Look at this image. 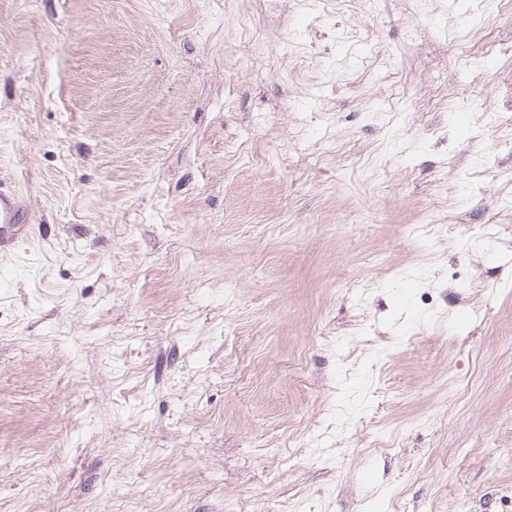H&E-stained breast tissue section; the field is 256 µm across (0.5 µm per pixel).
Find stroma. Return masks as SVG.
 <instances>
[{"label": "stroma", "instance_id": "obj_1", "mask_svg": "<svg viewBox=\"0 0 512 512\" xmlns=\"http://www.w3.org/2000/svg\"><path fill=\"white\" fill-rule=\"evenodd\" d=\"M0 512H512V0H0ZM27 227L18 195L0 183V251L12 247Z\"/></svg>", "mask_w": 512, "mask_h": 512}]
</instances>
